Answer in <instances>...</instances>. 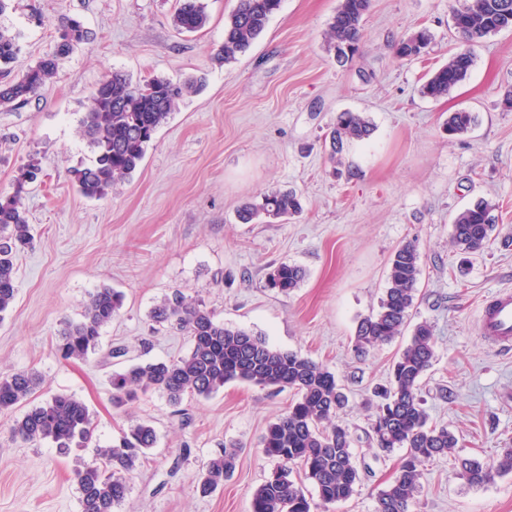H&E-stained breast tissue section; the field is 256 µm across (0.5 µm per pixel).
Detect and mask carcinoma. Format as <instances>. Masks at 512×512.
Wrapping results in <instances>:
<instances>
[{"mask_svg": "<svg viewBox=\"0 0 512 512\" xmlns=\"http://www.w3.org/2000/svg\"><path fill=\"white\" fill-rule=\"evenodd\" d=\"M282 0H239L224 23V43L217 58L228 63L247 52L279 12ZM370 0H339L330 23L328 51L340 60L358 52L363 39L364 16ZM207 20L202 0H178L173 23L181 32H195ZM451 21L458 45L448 60L435 69L421 87L430 98L445 97L467 76L474 64L475 47L503 29L512 28V0H455ZM85 39L81 20L70 18L59 29L55 52L12 77L11 64L19 52L16 37L0 30V104L25 103L56 74L60 60ZM431 43L422 29L399 39L395 53L405 59L420 56ZM195 82H172L153 77L135 82L121 71L101 81L90 98L91 110L80 120V132L89 140L92 163L73 170L80 192L90 199L106 197L124 177L136 170L158 129L167 121L179 100L193 92ZM473 113L452 112L444 123L450 138L470 131ZM374 125L359 112H340L330 133V156L344 145L368 139ZM42 171L31 162L19 169L13 191L0 196V320L16 294L15 261L32 243L31 227L22 210L29 185ZM495 205L480 201L456 214L452 242L467 261L481 253L493 230ZM302 211L291 191H272L257 203H248L238 217L244 224L286 219ZM421 276L418 246L406 242L393 253L387 288L378 310L357 325L354 347L360 354L401 335L409 325ZM303 268L282 262L267 275L264 287L289 295L304 280ZM123 305V294L104 286L90 295L81 319L66 321L58 334L56 350L64 360H83L100 350L103 327L112 322ZM158 325L173 324L190 341L189 352L177 359L134 363L109 377L112 405L120 408L139 395L156 392L177 406L184 396L208 398L230 381H242L262 389H291L297 400L269 424L263 436V452L277 461L276 468L256 488L252 512H312L313 499L295 481L294 468L324 505L345 502L360 482L358 459L351 448V434L338 422L347 396L334 373L311 358L294 351L271 348L260 334L225 325L201 301L179 290L165 296L151 312ZM435 359L433 328L417 324L407 345L393 361L388 384L376 389V405L368 438L391 452L404 449L398 472L377 496L376 512H410L420 489L425 462L446 456L458 445L447 427L429 423L421 397V382ZM41 377L19 371L0 377V413H12L29 403ZM13 432L28 442L48 440L66 450L92 439L94 422L88 406L68 394L42 400L14 419ZM157 434L148 422H138L102 448L100 460L84 464L76 472L81 512H115L125 501L128 479L148 458ZM238 446H224L196 475V488L206 496L224 486L236 468ZM512 473V448L495 460L460 461L459 476L471 487H481Z\"/></svg>", "mask_w": 512, "mask_h": 512, "instance_id": "obj_1", "label": "carcinoma"}]
</instances>
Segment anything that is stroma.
<instances>
[{
    "mask_svg": "<svg viewBox=\"0 0 512 512\" xmlns=\"http://www.w3.org/2000/svg\"><path fill=\"white\" fill-rule=\"evenodd\" d=\"M202 2L207 22L193 33L174 27L176 0H9L0 13V28L20 47L16 73L54 52L64 18H79L88 32L37 96L0 106V194L12 193L29 162L45 174L23 199L34 239L0 321V375L39 372L37 399L75 396L96 424L91 446L62 453L45 441L22 442L13 414L0 415V512H81L76 469L143 420L158 443L131 476L118 512H250L255 488L275 466L262 437L293 391L235 381L177 407L157 393L122 410L110 400L112 372L188 353L187 336L150 319L176 289L224 324L335 373L349 397L339 421L353 439L361 480L327 512H375L402 452L385 453L367 438L374 389L408 338L360 356L354 334L377 310L391 255L408 241L422 266L412 320L431 324L435 336L421 396L431 421L459 439L451 456L425 463L413 510L512 512V473L471 488L456 468L457 458L489 461L512 447V352L488 345L478 330L481 303L512 289V111L502 107L512 90V29L488 38L466 78L432 99L420 88L448 58L452 0H371L364 45L343 65L325 42L338 0H283L250 51L226 64L216 53L238 0ZM422 27L432 34L426 55L395 56L393 41ZM115 70L135 81L196 77L202 87L179 101L131 175L89 199L71 174L92 159L79 121ZM461 109L476 123L449 138L443 124ZM344 111L364 113L375 130L333 163L330 126ZM271 190L296 192L302 213L240 223L239 207ZM481 199L496 204L497 223L483 256L464 265L451 244L453 218ZM282 262L306 271L286 297L264 286ZM103 286L121 291L124 304L101 332V352L61 359L55 343L63 320L79 319ZM109 348L118 357L103 358ZM229 443L241 447L233 475L199 495L196 473Z\"/></svg>",
    "mask_w": 512,
    "mask_h": 512,
    "instance_id": "1",
    "label": "stroma"
}]
</instances>
